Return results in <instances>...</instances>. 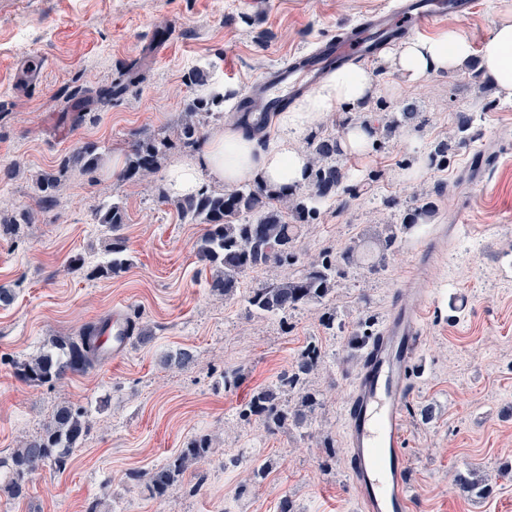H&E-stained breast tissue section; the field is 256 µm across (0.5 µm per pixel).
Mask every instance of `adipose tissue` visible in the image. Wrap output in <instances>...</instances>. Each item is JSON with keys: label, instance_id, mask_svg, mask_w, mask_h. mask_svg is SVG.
<instances>
[{"label": "adipose tissue", "instance_id": "ef3b65f1", "mask_svg": "<svg viewBox=\"0 0 512 512\" xmlns=\"http://www.w3.org/2000/svg\"><path fill=\"white\" fill-rule=\"evenodd\" d=\"M383 61L412 86L422 84L432 75L458 71L474 62L483 80L511 101L512 19H501L477 46L451 27L406 40L388 50ZM375 94L376 85L369 70L357 66L336 70L299 102L277 115V135L267 147H258L253 138L235 126H225L201 143L196 161L169 169L166 191L174 197L197 193L205 172L228 188L257 180L278 186L305 185L309 155L299 149V141L340 106L366 102Z\"/></svg>", "mask_w": 512, "mask_h": 512}]
</instances>
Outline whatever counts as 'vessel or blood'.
<instances>
[{"label":"vessel or blood","instance_id":"1","mask_svg":"<svg viewBox=\"0 0 512 512\" xmlns=\"http://www.w3.org/2000/svg\"><path fill=\"white\" fill-rule=\"evenodd\" d=\"M446 12L440 0H398L396 10L378 9L354 28L291 56L252 83L246 99L259 125H266L290 94L314 89L332 67L369 59L379 50L377 35L421 30ZM422 289L407 290L372 340L354 379L344 412L350 482L357 512H413L414 493L404 448L403 405L411 389V365L422 341ZM130 318L112 313V355L126 353Z\"/></svg>","mask_w":512,"mask_h":512}]
</instances>
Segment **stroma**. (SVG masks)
<instances>
[{
  "label": "stroma",
  "instance_id": "stroma-1",
  "mask_svg": "<svg viewBox=\"0 0 512 512\" xmlns=\"http://www.w3.org/2000/svg\"><path fill=\"white\" fill-rule=\"evenodd\" d=\"M464 17L439 18L430 33L454 27L480 43L502 0H473ZM387 0H0V216L30 214L21 236L0 234V456L37 434L54 407L89 409L92 425L66 469L39 470L25 497L0 492V512H355L347 473L344 409L358 360L347 359L352 331H380L406 284L423 281V340L405 405L406 452L415 512H512V101L484 88L474 70L439 73L409 86L379 58L365 61L378 94L354 106L383 123L411 105L425 117L362 154L346 156L350 178L318 219L304 225L300 263L398 222L419 197L435 212L404 235L384 270L347 269L328 303H311L287 319L252 315L242 295L211 292L195 243L201 227L163 198L164 175L195 160L175 149L146 179L119 180L113 161L151 134L174 138L188 103L224 95L203 120L204 134L236 120L247 87L290 56L312 49ZM42 64V81L18 90L26 59ZM203 71L206 82L186 80ZM131 72L111 103L95 93ZM86 91L81 112L68 88ZM472 117L471 142H453L458 115ZM451 143L448 166L429 165L439 142ZM91 143L104 159L94 172L69 170L50 205L40 204L38 175ZM121 202L131 264L118 276L89 279L69 269L107 258L98 211ZM434 258L420 269L422 249ZM120 308L152 334L127 353L52 386H34L17 361L52 336H74ZM336 326L324 327L327 309ZM322 359L308 386L324 398L311 425L267 433L239 413L257 389L287 371L308 344ZM194 360L169 368L168 355ZM237 376L227 387L223 375ZM214 437L213 451L167 496L149 497L137 473L163 463L194 435ZM264 461L272 467L252 475ZM473 468L489 495L459 493L457 471Z\"/></svg>",
  "mask_w": 512,
  "mask_h": 512
}]
</instances>
